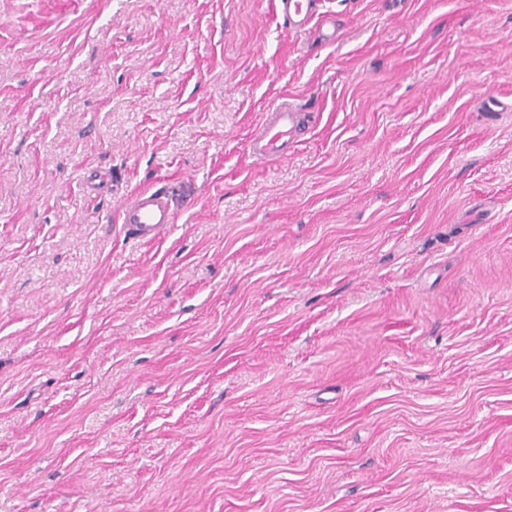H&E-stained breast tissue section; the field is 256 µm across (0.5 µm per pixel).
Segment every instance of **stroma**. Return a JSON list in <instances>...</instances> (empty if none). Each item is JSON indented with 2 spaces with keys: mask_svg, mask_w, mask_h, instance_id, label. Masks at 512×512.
Returning a JSON list of instances; mask_svg holds the SVG:
<instances>
[{
  "mask_svg": "<svg viewBox=\"0 0 512 512\" xmlns=\"http://www.w3.org/2000/svg\"><path fill=\"white\" fill-rule=\"evenodd\" d=\"M322 9L0 0V512H512V0ZM319 0H275L276 12L287 24L288 31L306 27L317 12ZM290 104L277 106L260 126L259 132L251 143L255 158L284 159L288 156V147L297 137L305 122V116ZM120 215L132 235L148 241L164 236L177 221L171 195L163 189L136 193L121 205Z\"/></svg>",
  "mask_w": 512,
  "mask_h": 512,
  "instance_id": "stroma-1",
  "label": "stroma"
}]
</instances>
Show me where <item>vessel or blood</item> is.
Segmentation results:
<instances>
[{
  "label": "vessel or blood",
  "instance_id": "b4317fda",
  "mask_svg": "<svg viewBox=\"0 0 512 512\" xmlns=\"http://www.w3.org/2000/svg\"><path fill=\"white\" fill-rule=\"evenodd\" d=\"M319 0H275L276 11L289 31L306 27L317 12ZM305 122L299 110L289 104L277 106L262 123L251 143L255 158L284 159L288 147ZM123 224L137 237L152 241L164 236L177 221L171 195L163 189L136 193L120 207Z\"/></svg>",
  "mask_w": 512,
  "mask_h": 512
}]
</instances>
